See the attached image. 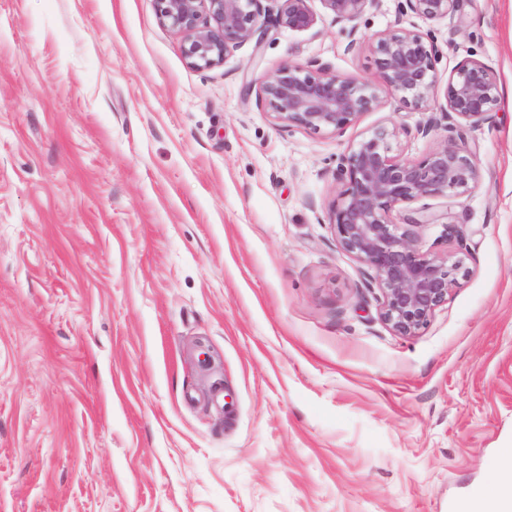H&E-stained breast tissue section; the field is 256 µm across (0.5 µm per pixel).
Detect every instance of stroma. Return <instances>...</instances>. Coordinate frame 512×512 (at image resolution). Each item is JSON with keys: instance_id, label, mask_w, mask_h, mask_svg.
I'll return each mask as SVG.
<instances>
[{"instance_id": "35a3bbf8", "label": "stroma", "mask_w": 512, "mask_h": 512, "mask_svg": "<svg viewBox=\"0 0 512 512\" xmlns=\"http://www.w3.org/2000/svg\"><path fill=\"white\" fill-rule=\"evenodd\" d=\"M378 0L356 23L269 27L210 69L154 0H0V512H457L512 448V0L457 29ZM431 33L446 84L469 57L501 106L467 129L466 197L392 211L469 274L428 325L380 320L328 220L338 156L427 113L383 88L368 47ZM358 40L350 48V40ZM368 81L339 135L276 124L285 61ZM209 352L214 372L200 366Z\"/></svg>"}]
</instances>
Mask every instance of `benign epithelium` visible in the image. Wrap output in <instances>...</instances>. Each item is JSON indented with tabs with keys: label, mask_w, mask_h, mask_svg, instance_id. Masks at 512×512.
<instances>
[{
	"label": "benign epithelium",
	"mask_w": 512,
	"mask_h": 512,
	"mask_svg": "<svg viewBox=\"0 0 512 512\" xmlns=\"http://www.w3.org/2000/svg\"><path fill=\"white\" fill-rule=\"evenodd\" d=\"M160 22L184 35L188 64L209 69L251 42L267 25L307 31L316 23L308 0H154ZM338 21L354 22L377 0H320ZM463 0H404L403 12L459 26ZM387 90L406 108L436 111L418 128L423 137L442 128L441 141L420 159L391 154L402 128L378 126L338 157L342 184L329 210L339 247L364 267V286L378 290L381 321L394 333L413 336L469 274L466 255L434 256L421 250L409 229L389 220L397 206L424 198L469 195L480 181L468 154L464 129L489 122L499 111L496 77L480 61L463 59L437 100V46L428 32L395 25L369 42ZM275 122L313 133L341 134L381 103L378 89L314 65L285 62L259 86Z\"/></svg>",
	"instance_id": "benign-epithelium-1"
}]
</instances>
